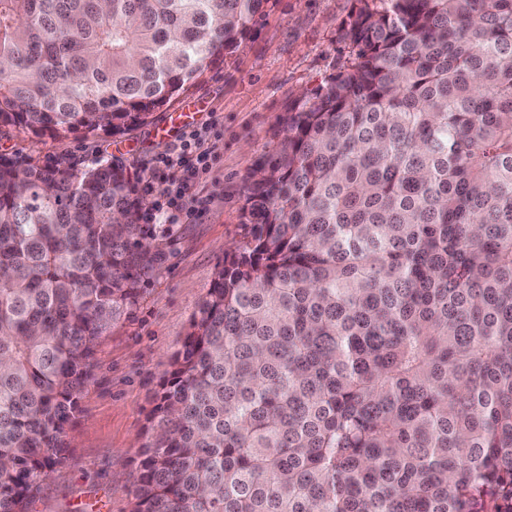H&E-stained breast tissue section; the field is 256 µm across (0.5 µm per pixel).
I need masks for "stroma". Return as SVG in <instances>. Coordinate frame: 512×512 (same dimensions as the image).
<instances>
[{"mask_svg": "<svg viewBox=\"0 0 512 512\" xmlns=\"http://www.w3.org/2000/svg\"><path fill=\"white\" fill-rule=\"evenodd\" d=\"M358 0H275L251 37L191 90L202 107L173 136L157 130L180 104L154 112L148 123L121 134L105 131L59 143L13 129L0 135V154L41 165L64 159L85 168L119 160L146 200V215L167 209L184 178L162 158L193 139L208 148L207 166L191 181L203 198L201 217L156 233L163 253L98 338L91 380L68 427L62 461L41 482L29 512H130L132 484L148 441L147 417L169 378L192 317L215 278L225 249L243 239L242 206L252 172L275 154L280 121L293 101L312 95L343 64L339 32Z\"/></svg>", "mask_w": 512, "mask_h": 512, "instance_id": "stroma-1", "label": "stroma"}]
</instances>
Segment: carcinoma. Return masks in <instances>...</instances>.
<instances>
[{
	"instance_id": "carcinoma-1",
	"label": "carcinoma",
	"mask_w": 512,
	"mask_h": 512,
	"mask_svg": "<svg viewBox=\"0 0 512 512\" xmlns=\"http://www.w3.org/2000/svg\"><path fill=\"white\" fill-rule=\"evenodd\" d=\"M148 417L130 512H512V0H359ZM271 0H0V130L121 133ZM122 163L0 154V512L156 270Z\"/></svg>"
}]
</instances>
